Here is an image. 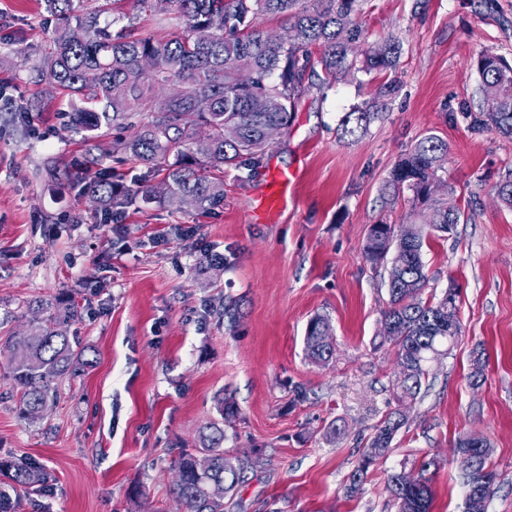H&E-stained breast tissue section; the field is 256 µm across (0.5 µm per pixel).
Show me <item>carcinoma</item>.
<instances>
[{
  "mask_svg": "<svg viewBox=\"0 0 512 512\" xmlns=\"http://www.w3.org/2000/svg\"><path fill=\"white\" fill-rule=\"evenodd\" d=\"M43 2L60 25L31 70L48 92L62 91L71 98L67 127L85 133L91 144L80 162V191L105 221L117 222L129 210L150 205L181 208L187 198L196 214L210 213L224 205V168L247 169L259 162L270 144L267 130L288 127L293 101L316 75L315 66L334 77L396 65L395 43L367 44L354 21L363 0H170L168 12L182 19L185 29L163 37L137 32L125 10L131 3L138 13L150 12L149 0ZM267 16L285 18L290 35L270 38L261 28ZM313 45L320 48L315 62L308 54ZM476 69L483 101L473 128L491 127L512 139V64L483 53ZM169 83L179 84L182 94L159 99L157 89ZM396 89L387 83L379 88L377 101L346 113L343 133L352 136L366 129ZM111 128L132 135L115 136L102 149L98 138ZM447 153L443 139L426 135L403 154L384 182L386 195L407 189L413 201L429 205L428 223L446 235L459 223V213L430 196L429 188ZM116 155L138 160L147 171L129 185L113 179L103 160ZM156 172L164 173L162 194L151 184ZM377 234L370 230L365 249L375 265L384 262ZM422 248V231L407 229L397 246L403 269L390 271L388 278L383 327L393 328V335L384 340L395 346L398 364L407 367L397 383L400 403L416 398L427 364L461 335L458 289L448 288L436 301L422 298L427 286ZM30 308L35 319L25 345L10 340L0 345V355L8 354L12 379L21 390L19 417L33 421L54 403L55 382L76 368L82 352L67 334L78 315L71 301L39 298ZM329 331L328 320L320 315L307 323L305 347L317 363L329 362L335 353ZM405 423L400 407L385 415L359 455L347 495L360 490L368 470L387 455ZM489 456L490 448H468L462 438L453 450L465 485L480 487L484 502L498 478ZM432 466H438L433 458L421 462L422 476L414 485L406 484L400 473L390 476L387 491L398 512H431V487L423 473ZM174 467L177 498L186 512H224V495L243 482L245 463L224 452V426L211 422L200 432L195 451L177 452ZM1 473L16 485L47 482L43 470L16 460H0Z\"/></svg>",
  "mask_w": 512,
  "mask_h": 512,
  "instance_id": "1",
  "label": "carcinoma"
}]
</instances>
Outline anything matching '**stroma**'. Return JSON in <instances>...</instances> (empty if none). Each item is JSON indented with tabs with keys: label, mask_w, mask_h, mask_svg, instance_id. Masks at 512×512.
<instances>
[{
	"label": "stroma",
	"mask_w": 512,
	"mask_h": 512,
	"mask_svg": "<svg viewBox=\"0 0 512 512\" xmlns=\"http://www.w3.org/2000/svg\"><path fill=\"white\" fill-rule=\"evenodd\" d=\"M42 3L0 0L13 22L0 33V343L23 336L31 300L64 293L78 306L68 334L85 363L28 423L0 356V459L30 460L51 478L17 489L15 512H184L177 449L194 448L224 401L237 409L224 449L247 465L231 512H397L388 476L429 458L439 462L428 472L432 512H464L452 449L466 435L487 440L500 475L487 512H512V209L496 198L512 140L471 131L465 116L481 99L477 56L512 62V0H367L357 21L372 45L399 40L394 70L313 76L254 170L225 169L213 213L153 206L118 224L101 223L78 189L53 178L83 152L66 126L69 97L45 100L43 86L15 78L16 62L38 63L57 27ZM393 80L378 118L343 134L342 117ZM428 134L448 143L435 196L461 214L445 237L424 227L411 191L381 194ZM275 169L296 171L294 203L252 223ZM414 223L427 294L461 290V336L429 365L391 451L350 497L360 451L399 406L396 351L381 339L389 266L367 261L364 246L371 225ZM223 304L236 305V321L219 316ZM316 315L332 327L325 364L305 352Z\"/></svg>",
	"instance_id": "stroma-1"
}]
</instances>
